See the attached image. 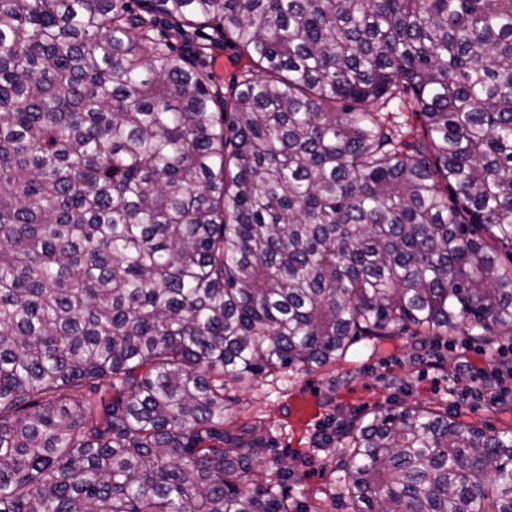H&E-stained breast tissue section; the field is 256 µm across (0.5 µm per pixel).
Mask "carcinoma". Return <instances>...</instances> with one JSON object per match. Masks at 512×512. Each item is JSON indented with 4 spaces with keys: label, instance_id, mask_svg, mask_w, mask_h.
Listing matches in <instances>:
<instances>
[{
    "label": "carcinoma",
    "instance_id": "obj_1",
    "mask_svg": "<svg viewBox=\"0 0 512 512\" xmlns=\"http://www.w3.org/2000/svg\"><path fill=\"white\" fill-rule=\"evenodd\" d=\"M136 2L0 0V512H311L228 384L512 337V0ZM161 17L233 37L230 95ZM338 442L351 512H512L511 432Z\"/></svg>",
    "mask_w": 512,
    "mask_h": 512
}]
</instances>
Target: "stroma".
Segmentation results:
<instances>
[{"label": "stroma", "instance_id": "stroma-1", "mask_svg": "<svg viewBox=\"0 0 512 512\" xmlns=\"http://www.w3.org/2000/svg\"><path fill=\"white\" fill-rule=\"evenodd\" d=\"M157 32L222 85H230L242 68L232 38L218 28L204 29L199 36V42L210 47L204 58L196 55V44L176 38L174 20H161ZM484 351V344L470 339L452 350L446 340L421 341L404 333L381 340L360 337L337 364L313 369L292 366L236 386L238 402L224 420V432L236 435L252 429L267 437L277 457L287 462L290 493H302L321 512H350L346 500L326 496L338 456L321 450L320 444L335 439L341 426L359 422L376 408L420 402L451 412L489 434L512 432V406H450L448 365L463 360L481 363Z\"/></svg>", "mask_w": 512, "mask_h": 512}]
</instances>
